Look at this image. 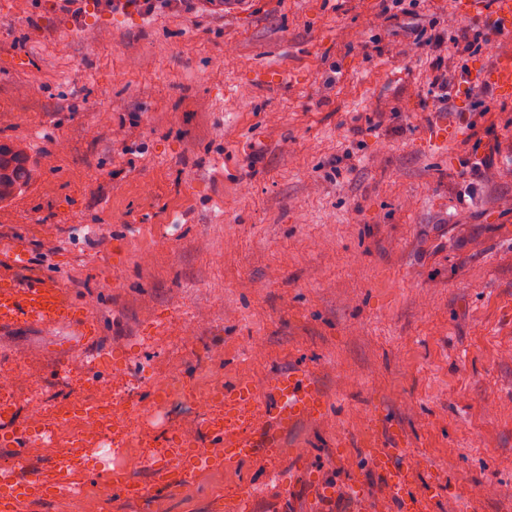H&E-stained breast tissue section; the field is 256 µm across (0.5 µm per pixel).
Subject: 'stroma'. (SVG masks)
<instances>
[{
    "label": "stroma",
    "mask_w": 512,
    "mask_h": 512,
    "mask_svg": "<svg viewBox=\"0 0 512 512\" xmlns=\"http://www.w3.org/2000/svg\"><path fill=\"white\" fill-rule=\"evenodd\" d=\"M463 2L147 16L83 0L75 19L57 0H0V141H25L36 170L0 205V243L19 247L8 273L53 278L72 302L50 324L0 326L14 410L0 468L20 481L65 460L75 485L28 512H234L242 497L246 512H362L365 496L394 512L364 454L392 432L429 512H512V94L497 84L512 29L497 0L476 15ZM466 26L470 81L440 110L434 41ZM440 115L459 135L437 152ZM300 367L324 417L275 456L156 488L169 437L224 446L223 408L200 422L196 396L243 381L265 394ZM126 388L127 428L90 435L80 407ZM81 435L88 451L71 454ZM117 458L147 498L92 496Z\"/></svg>",
    "instance_id": "stroma-1"
}]
</instances>
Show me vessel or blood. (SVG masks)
<instances>
[{"instance_id":"b4317fda","label":"vessel or blood","mask_w":512,"mask_h":512,"mask_svg":"<svg viewBox=\"0 0 512 512\" xmlns=\"http://www.w3.org/2000/svg\"><path fill=\"white\" fill-rule=\"evenodd\" d=\"M69 306L67 294L53 279H20L0 271L1 324H14L21 320L34 325L43 324ZM321 405V395L305 371L280 378L275 389L262 399L248 383L225 392V427L238 430L239 435L225 448L221 463L232 464L241 454H252L259 448L266 455H273L279 446V430L314 415ZM367 454L375 471L387 484L397 491L406 488L404 472L393 466L392 449L379 446L368 449ZM156 455L165 461L164 466L155 470V480L162 486H174L189 480L201 460L199 452L182 448L173 438L163 448L157 449ZM71 485V474L64 465L49 477L37 471L30 472L21 482L1 473L0 512H25L31 500L63 496ZM112 492L129 499L147 496L146 489L131 482L121 469L112 472Z\"/></svg>"}]
</instances>
